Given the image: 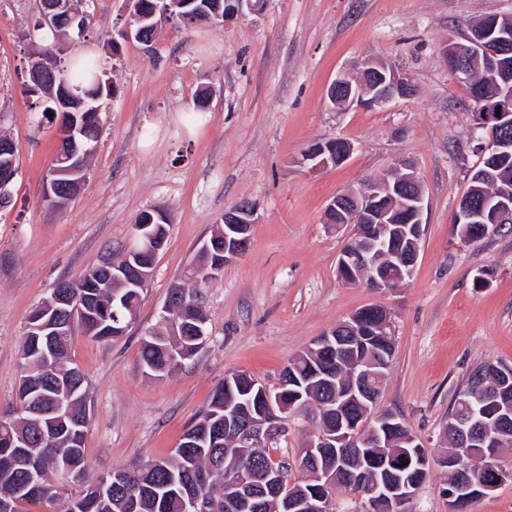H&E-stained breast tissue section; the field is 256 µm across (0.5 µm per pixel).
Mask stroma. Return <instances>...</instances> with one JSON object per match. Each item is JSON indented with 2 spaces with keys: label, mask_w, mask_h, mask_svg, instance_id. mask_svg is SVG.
<instances>
[{
  "label": "stroma",
  "mask_w": 512,
  "mask_h": 512,
  "mask_svg": "<svg viewBox=\"0 0 512 512\" xmlns=\"http://www.w3.org/2000/svg\"><path fill=\"white\" fill-rule=\"evenodd\" d=\"M83 34L62 39V63L94 51L115 94L87 178L63 207L40 200L56 123L30 89L28 58L45 43L39 0H0V135L16 146L12 202L0 209V412L16 403L18 356L31 311L130 243L138 216L163 211L166 246L124 336L75 332L71 355L91 398L88 467L105 474L176 448L215 387L243 371L277 384L314 339L360 309L391 317L394 357L377 408L402 415L429 456L448 448V409L473 369L512 365V228L476 242L454 227L483 160L486 132L448 65L449 42L512 0H265L261 13L222 25L159 18L152 45L125 38L129 0H84ZM407 77L413 96L373 107L334 106L329 85L365 59ZM353 145L338 165L300 162L313 143ZM413 163L424 193L417 265L398 288L342 282L337 260L352 225L326 221L344 189ZM247 202L255 222L245 255L198 282L207 316L200 352L171 375L140 369V346L160 329L168 290L197 261L224 211ZM319 426L289 416L270 444L292 466Z\"/></svg>",
  "instance_id": "obj_1"
}]
</instances>
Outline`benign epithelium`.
<instances>
[{
    "mask_svg": "<svg viewBox=\"0 0 512 512\" xmlns=\"http://www.w3.org/2000/svg\"><path fill=\"white\" fill-rule=\"evenodd\" d=\"M133 20L140 24L151 20L159 14L169 13L168 0H131ZM41 22L43 27L51 29H71L83 27V14L73 8L72 0H40ZM258 14L261 12L259 0H237L226 11H213L211 22L223 24L244 12ZM512 44V25L500 21L496 16L491 21H481L472 29L465 42L448 44L446 55L448 65L458 74L461 83L468 91L476 89L470 76L471 70L483 75L482 85L499 86V70L496 60L502 52L500 49ZM56 68L54 53L40 52L35 55L30 66L32 90L42 94L46 102L59 103L71 95L65 85L50 86L46 81L48 72ZM412 92L407 78L397 71L372 61L363 63L361 76L350 79L337 77L328 88L330 100L338 106L364 105L374 106L393 97H406ZM478 122L494 123L512 120V93L499 90L498 94L488 100L484 111L478 114ZM59 149L45 174L44 187H49L69 178V184L80 188L87 174V157L92 152L90 143L82 139L81 129L66 120L56 122ZM352 146L338 155L332 154L323 143L311 145L302 157V161L314 167L344 162L351 154ZM0 202L5 204L12 197L11 185L18 171L16 147L7 136L0 138ZM424 194L419 185L414 168L408 163L399 162L394 166L391 177L383 180H368L359 187L342 192L333 197L326 207L329 223L352 224L359 228L362 224H392L401 228L399 236L381 243L357 233L346 242L340 252L337 270L346 274L348 283H357L359 278L369 277V286L377 290H392L413 273L419 258L420 240L423 235ZM512 218V183L505 182L489 194H483L475 187L459 201L457 223L469 225V232L462 235L466 242L482 238L491 228L502 227ZM224 229L222 236L213 241H204L200 247L202 253H211V248L219 247V240H224V260L214 263L205 262L201 268H195L192 276L202 273L218 276L224 265L241 258L248 247L249 232L254 224V212L249 206H238L224 212ZM139 232L128 245V257L132 261L123 267L104 266L107 276L122 283L127 288H146L151 277L150 266L141 262L142 255L158 253L164 238L153 225V218L145 215L139 220ZM387 259L391 274L386 275L378 269L380 258ZM73 304L70 295L63 289L55 290L43 306L32 312V330L44 332L48 326L43 322L51 310H59ZM367 336L369 331L363 328V314L356 312L345 322L334 327L315 341L321 350L340 351L343 349L342 336ZM380 363H360L351 373V384L336 393V400L329 405L318 406L312 400L308 404L320 408L331 416L335 423L329 428H322L312 434L307 447L301 455L308 459L316 456L323 448L338 450L346 472L345 479L335 480L327 477L324 486L313 497L296 499L288 488L280 482L277 473L269 470L264 479L271 487L272 496L282 501L288 512H324L327 509V493L341 489L348 490L358 484L365 487V498L361 499L362 512H404L403 506L415 495L417 486L400 480L383 481L365 470L353 471L345 466L350 457L349 449L355 446V436L349 432V424L344 418V405L351 399L364 397L371 403H377L380 396L382 380ZM292 408L284 393L272 397L268 387H261L256 410L245 416L227 406L224 408V426L232 427L236 432V444L241 448L259 447L268 442L273 429L283 428L284 421ZM374 425L371 438L373 446L382 447L383 433L401 426V417L394 413L383 414L372 411ZM506 474L495 473L492 482L474 483L470 480L459 481L446 491L450 512H465L468 501L486 496L502 482ZM250 480V471L242 468L228 470L224 483L226 503L235 506L238 512H255L258 506L241 493L242 487Z\"/></svg>",
    "mask_w": 512,
    "mask_h": 512,
    "instance_id": "benign-epithelium-1",
    "label": "benign epithelium"
}]
</instances>
